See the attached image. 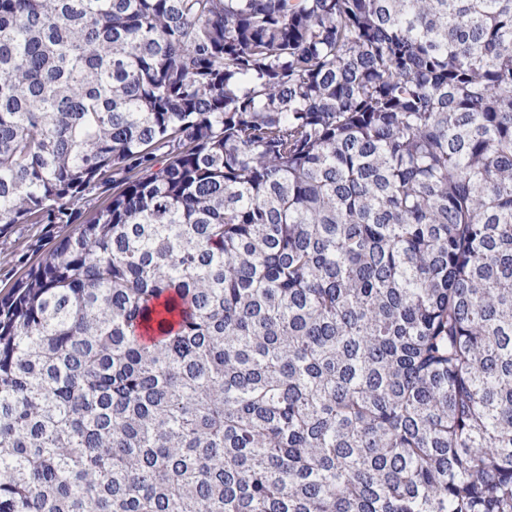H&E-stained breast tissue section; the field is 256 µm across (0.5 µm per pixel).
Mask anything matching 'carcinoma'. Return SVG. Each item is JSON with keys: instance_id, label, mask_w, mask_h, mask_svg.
I'll return each mask as SVG.
<instances>
[{"instance_id": "cac0c4a2", "label": "carcinoma", "mask_w": 512, "mask_h": 512, "mask_svg": "<svg viewBox=\"0 0 512 512\" xmlns=\"http://www.w3.org/2000/svg\"><path fill=\"white\" fill-rule=\"evenodd\" d=\"M0 512H512V0H0Z\"/></svg>"}]
</instances>
